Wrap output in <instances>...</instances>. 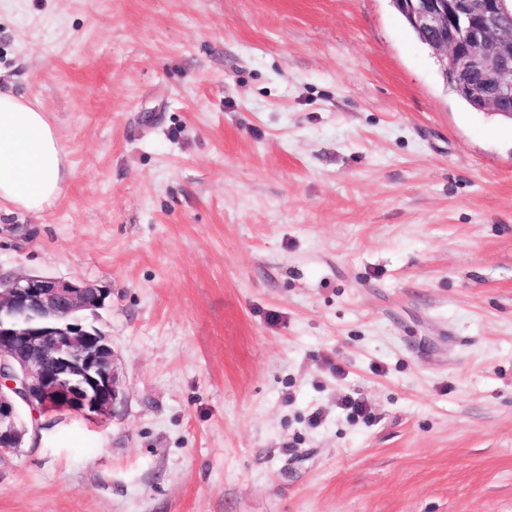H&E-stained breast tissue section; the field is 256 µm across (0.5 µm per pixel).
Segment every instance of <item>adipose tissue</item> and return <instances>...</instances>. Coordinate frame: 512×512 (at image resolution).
<instances>
[{
	"label": "adipose tissue",
	"instance_id": "ef3b65f1",
	"mask_svg": "<svg viewBox=\"0 0 512 512\" xmlns=\"http://www.w3.org/2000/svg\"><path fill=\"white\" fill-rule=\"evenodd\" d=\"M66 156L46 112L0 91V209L38 213L64 192Z\"/></svg>",
	"mask_w": 512,
	"mask_h": 512
}]
</instances>
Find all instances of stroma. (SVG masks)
<instances>
[{"label": "stroma", "mask_w": 512, "mask_h": 512, "mask_svg": "<svg viewBox=\"0 0 512 512\" xmlns=\"http://www.w3.org/2000/svg\"><path fill=\"white\" fill-rule=\"evenodd\" d=\"M0 90L70 171L0 275L109 289L123 391L0 512H512V123L391 0H0Z\"/></svg>", "instance_id": "1"}]
</instances>
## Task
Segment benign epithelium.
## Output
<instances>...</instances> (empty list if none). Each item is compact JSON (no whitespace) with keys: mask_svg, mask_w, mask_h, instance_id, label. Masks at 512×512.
I'll return each instance as SVG.
<instances>
[{"mask_svg":"<svg viewBox=\"0 0 512 512\" xmlns=\"http://www.w3.org/2000/svg\"><path fill=\"white\" fill-rule=\"evenodd\" d=\"M477 110L512 103V0H392ZM107 291L51 276L0 279V454L22 447V409L106 418L121 400L110 337L89 321Z\"/></svg>","mask_w":512,"mask_h":512,"instance_id":"benign-epithelium-1","label":"benign epithelium"}]
</instances>
